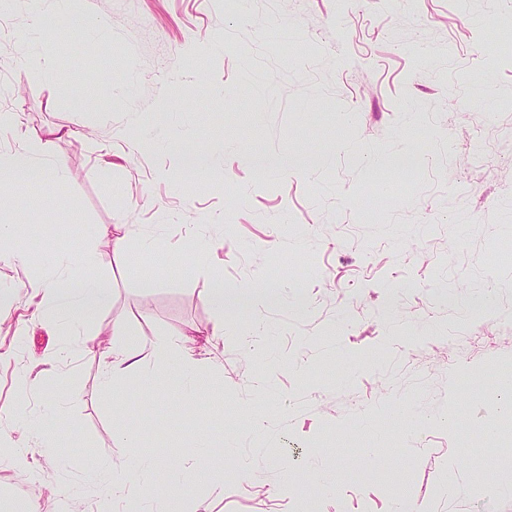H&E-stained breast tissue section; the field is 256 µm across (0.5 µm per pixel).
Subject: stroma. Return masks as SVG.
<instances>
[{
    "label": "stroma",
    "instance_id": "stroma-1",
    "mask_svg": "<svg viewBox=\"0 0 512 512\" xmlns=\"http://www.w3.org/2000/svg\"><path fill=\"white\" fill-rule=\"evenodd\" d=\"M76 16L102 33H78ZM506 28L512 12L493 0H71L39 28L27 0L0 8V110L17 116L0 150L39 130L41 152L69 170L0 217L19 223L0 250L27 258L0 260V445L27 451L0 461V512L18 499L60 512L67 497L94 512L88 454L124 465L138 448L187 470L164 491L196 512H512V493L488 492L512 486V450L476 437L512 433V406L469 387L512 377V263L495 259L512 246V50L490 49ZM56 127L75 135L49 137ZM190 142L216 155L206 175L183 163ZM405 151L413 169L397 167ZM103 224L155 230L162 245L151 255L135 241L120 259ZM201 237L224 245L190 250ZM85 247L114 288L85 325L90 352L40 317L28 286ZM218 277L280 296L217 337L205 298ZM477 283L495 304L472 334L457 297ZM116 317L134 346L199 329L189 351L207 375L193 402L158 358L151 391L134 374L103 388ZM254 324L270 334L250 353L239 334ZM61 347L71 356L51 362ZM53 401L63 412L46 448L17 415ZM407 403L416 425H386ZM203 434L215 446L201 474ZM478 444L493 458L482 470L464 460ZM315 462L341 482L319 488Z\"/></svg>",
    "mask_w": 512,
    "mask_h": 512
}]
</instances>
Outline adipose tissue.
Returning <instances> with one entry per match:
<instances>
[{"label":"adipose tissue","mask_w":512,"mask_h":512,"mask_svg":"<svg viewBox=\"0 0 512 512\" xmlns=\"http://www.w3.org/2000/svg\"><path fill=\"white\" fill-rule=\"evenodd\" d=\"M69 176L67 167L58 160L42 159L33 150L0 153V202L14 200L13 192L25 184L55 185ZM95 255L90 249H82L63 262L64 271L57 276L44 275L30 281V288L42 294L43 304L40 314L43 318L55 321L66 320L71 331H78L83 320L90 314L107 306L112 299V283L109 279L93 274ZM236 296L251 304L266 303L273 299L274 292L266 284L254 283L237 289H229L223 280H215L207 296L212 307L215 322L211 335L224 333V304L228 296ZM124 331L121 319L112 322V333L118 338L112 352L104 358L103 379L112 382L128 373H138L143 390H151L153 376L146 369L148 358L155 357L172 363L174 374L184 383L186 396H194L204 380V371L186 350L185 343L192 333L188 330L172 332L170 336L135 347L121 342ZM111 460L92 461L88 467L90 474H110L96 503V512H114L119 503L137 502L141 512H176L167 495L158 493L153 476L157 471H165L166 479L179 482L185 479L184 470L169 461L160 459L155 453L137 450L127 466L126 479L112 477Z\"/></svg>","instance_id":"obj_1"}]
</instances>
